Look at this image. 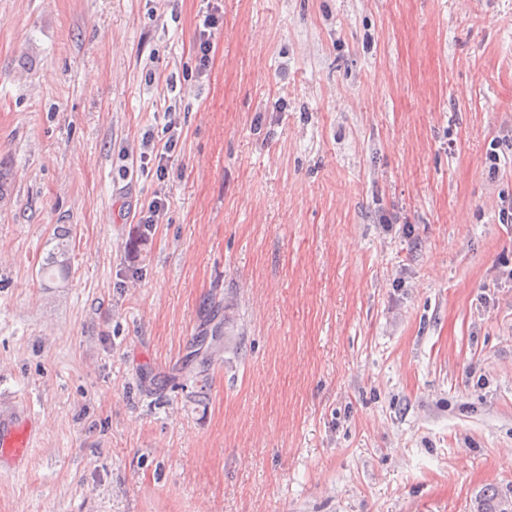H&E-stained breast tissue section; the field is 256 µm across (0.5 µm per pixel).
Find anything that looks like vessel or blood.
Masks as SVG:
<instances>
[{
    "mask_svg": "<svg viewBox=\"0 0 512 512\" xmlns=\"http://www.w3.org/2000/svg\"><path fill=\"white\" fill-rule=\"evenodd\" d=\"M38 425L16 396L0 391V462L20 469L27 466Z\"/></svg>",
    "mask_w": 512,
    "mask_h": 512,
    "instance_id": "vessel-or-blood-1",
    "label": "vessel or blood"
}]
</instances>
